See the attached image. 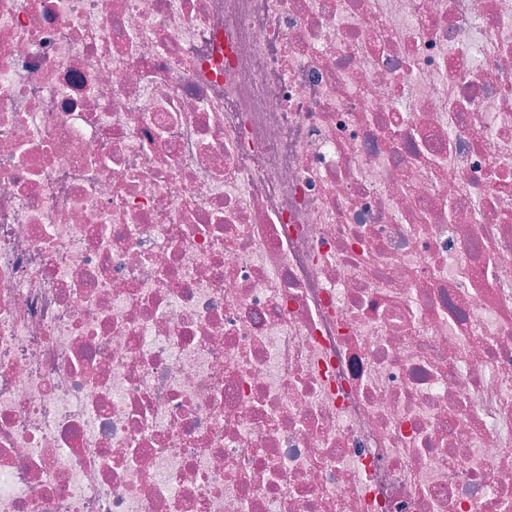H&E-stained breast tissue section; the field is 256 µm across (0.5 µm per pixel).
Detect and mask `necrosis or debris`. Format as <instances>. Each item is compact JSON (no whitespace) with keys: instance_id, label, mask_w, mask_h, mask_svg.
<instances>
[{"instance_id":"necrosis-or-debris-1","label":"necrosis or debris","mask_w":512,"mask_h":512,"mask_svg":"<svg viewBox=\"0 0 512 512\" xmlns=\"http://www.w3.org/2000/svg\"><path fill=\"white\" fill-rule=\"evenodd\" d=\"M0 512H512V0H0Z\"/></svg>"}]
</instances>
